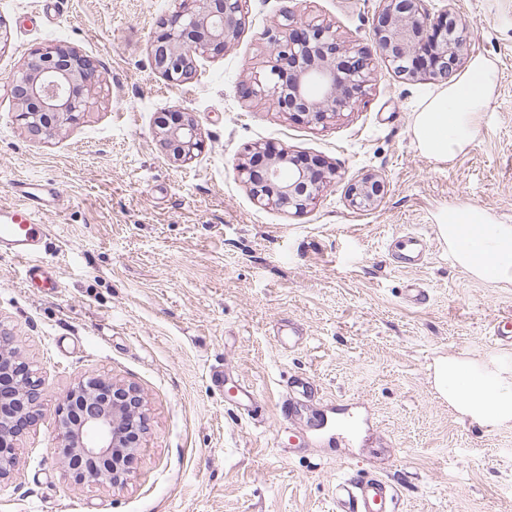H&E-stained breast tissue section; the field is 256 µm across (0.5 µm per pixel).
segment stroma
Here are the masks:
<instances>
[{
  "instance_id": "obj_1",
  "label": "stroma",
  "mask_w": 512,
  "mask_h": 512,
  "mask_svg": "<svg viewBox=\"0 0 512 512\" xmlns=\"http://www.w3.org/2000/svg\"><path fill=\"white\" fill-rule=\"evenodd\" d=\"M174 0H0V207L22 181L54 183L41 260L57 288L0 254V327L58 398L100 375L142 391L144 451L121 489L74 485L53 453L45 408L0 484V512H336L349 473L391 480L400 512H512V425L463 420L433 387L449 355L512 376V345L493 323L512 314V283L481 280L448 255L435 227L452 209L512 224V0H457L474 56L493 61L477 131L448 161L416 148L414 116L441 90L377 64L379 81L327 126L289 118L240 83L266 71L265 31L284 9L334 24L366 46L379 0H249V26L195 79L172 86L148 44ZM74 47L105 81L77 123L53 139L15 121L8 78L34 48ZM191 112L204 148L184 165L160 145V113ZM285 145L332 163L338 177L301 215L265 208L235 166L248 146ZM367 173L385 191L351 206ZM413 232L424 260L401 267L390 243ZM420 284L423 303L408 300ZM300 329L284 345L277 331ZM246 384L226 398L212 372ZM307 378L311 397L288 384ZM293 438H277L284 402ZM384 181L376 174H368L350 183L347 196L356 208H371L377 204L384 192Z\"/></svg>"
}]
</instances>
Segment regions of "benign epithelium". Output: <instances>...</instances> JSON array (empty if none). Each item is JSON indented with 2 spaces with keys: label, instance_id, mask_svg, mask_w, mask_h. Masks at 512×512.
I'll return each mask as SVG.
<instances>
[{
  "label": "benign epithelium",
  "instance_id": "7a95c632",
  "mask_svg": "<svg viewBox=\"0 0 512 512\" xmlns=\"http://www.w3.org/2000/svg\"><path fill=\"white\" fill-rule=\"evenodd\" d=\"M437 10L425 0H380L372 45L354 48L341 41L328 23L298 20L286 10L265 35L274 53L270 70L240 85L245 98L270 96L294 118L325 126L351 111L367 95L379 58L408 80L446 81L466 63L471 51L469 23L456 0H440ZM247 0H181L153 32L148 53L155 71L177 86L196 74L195 56L218 55L245 31ZM103 77L94 63L60 44L35 49L10 80L19 105L16 121L32 136L50 139L84 113L85 91ZM161 144L175 164H183L203 145L194 116L161 118ZM253 198L264 206L303 213L336 183V168L288 147L256 145L237 166ZM384 192V181L368 174L352 183L347 196L356 208H371ZM0 482L19 465V442L42 416L48 390L15 345L0 329ZM55 454L77 485L120 487L127 483L141 450L147 419L141 391L109 377L75 382L54 405Z\"/></svg>",
  "mask_w": 512,
  "mask_h": 512
}]
</instances>
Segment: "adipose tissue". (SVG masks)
<instances>
[{
  "mask_svg": "<svg viewBox=\"0 0 512 512\" xmlns=\"http://www.w3.org/2000/svg\"><path fill=\"white\" fill-rule=\"evenodd\" d=\"M492 92L491 64L476 58L416 113L412 132L418 150L434 161H447L473 136ZM437 233L454 262L476 278L512 282V224L484 223L475 211L468 224H441ZM433 383L463 417L480 424L512 423V378L448 356L435 360Z\"/></svg>",
  "mask_w": 512,
  "mask_h": 512,
  "instance_id": "ef3b65f1",
  "label": "adipose tissue"
}]
</instances>
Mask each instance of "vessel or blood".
I'll use <instances>...</instances> for the list:
<instances>
[{
  "instance_id": "1",
  "label": "vessel or blood",
  "mask_w": 512,
  "mask_h": 512,
  "mask_svg": "<svg viewBox=\"0 0 512 512\" xmlns=\"http://www.w3.org/2000/svg\"><path fill=\"white\" fill-rule=\"evenodd\" d=\"M23 203L0 208V251L26 261L30 279L52 284L49 271L39 262L48 227L42 222L45 210L55 202L58 191L44 183L23 192ZM400 490L376 476H351L336 486L337 512H396Z\"/></svg>"
}]
</instances>
